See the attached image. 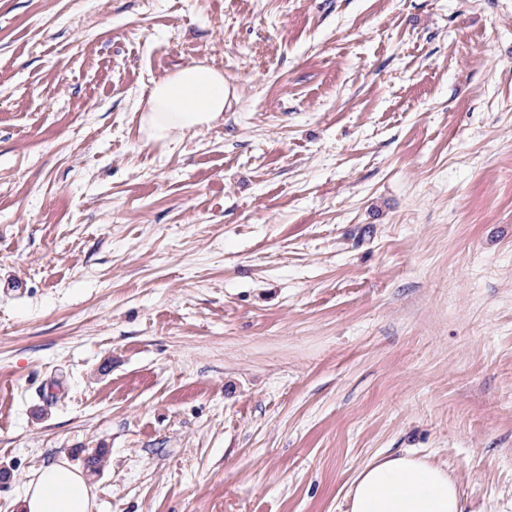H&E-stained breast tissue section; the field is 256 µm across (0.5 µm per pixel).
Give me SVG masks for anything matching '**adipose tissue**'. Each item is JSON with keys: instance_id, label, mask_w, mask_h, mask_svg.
Returning a JSON list of instances; mask_svg holds the SVG:
<instances>
[{"instance_id": "obj_1", "label": "adipose tissue", "mask_w": 512, "mask_h": 512, "mask_svg": "<svg viewBox=\"0 0 512 512\" xmlns=\"http://www.w3.org/2000/svg\"><path fill=\"white\" fill-rule=\"evenodd\" d=\"M224 75L194 62L154 82L141 127L148 140L170 144L185 131L224 116ZM346 512H464L459 487L447 469L411 455H380L350 483ZM23 512H92L95 495L84 472L68 463L42 467L25 487Z\"/></svg>"}]
</instances>
